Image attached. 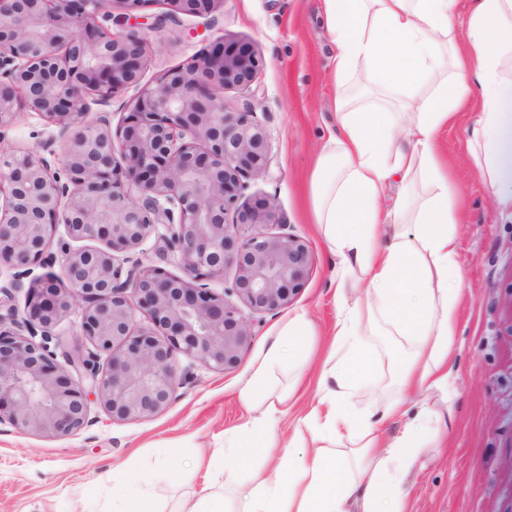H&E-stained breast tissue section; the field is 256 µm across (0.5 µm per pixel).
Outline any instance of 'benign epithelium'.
<instances>
[{"mask_svg": "<svg viewBox=\"0 0 512 512\" xmlns=\"http://www.w3.org/2000/svg\"><path fill=\"white\" fill-rule=\"evenodd\" d=\"M151 3L176 19L207 15L215 0H0V128L19 106L65 143L63 178L37 152H0V425L21 432L77 434L92 423L91 393L114 420L160 413L180 378L177 354L235 368L254 340L253 316L287 307L309 272L305 241L263 230L276 223L270 202L226 223L242 178L266 169L270 145L252 105L227 112L219 93L252 86L265 60L251 42L220 36L142 87L145 37L130 19ZM129 87L139 94L123 125L112 129L106 112L86 119L88 95L103 105ZM240 224L252 232L240 234ZM59 225L81 246L63 251V286L47 274L28 287L19 319L14 292L30 266L52 265ZM160 226L181 276L126 267L124 254ZM227 267L231 287L208 288L204 280ZM69 296L94 352L65 350L60 363L47 343Z\"/></svg>", "mask_w": 512, "mask_h": 512, "instance_id": "benign-epithelium-1", "label": "benign epithelium"}]
</instances>
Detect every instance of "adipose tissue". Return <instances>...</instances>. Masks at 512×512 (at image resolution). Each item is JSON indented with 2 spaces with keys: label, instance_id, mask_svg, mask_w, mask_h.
Returning <instances> with one entry per match:
<instances>
[{
  "label": "adipose tissue",
  "instance_id": "obj_1",
  "mask_svg": "<svg viewBox=\"0 0 512 512\" xmlns=\"http://www.w3.org/2000/svg\"><path fill=\"white\" fill-rule=\"evenodd\" d=\"M336 55L330 71L337 131L310 176L316 224L339 257L338 313L318 396L295 409L304 377L306 311L289 315L239 384L248 418L224 434L223 470L234 512H410L406 477L448 425L429 391L454 383L459 242L456 187L441 135L467 122L464 147L478 154L481 177L501 219L512 221V0H469L465 35L457 0H320ZM363 73L380 94L353 105L348 78ZM399 194L382 201L391 185ZM364 292L365 303H348ZM380 319L410 348L394 362L396 392L380 413H358L374 356L368 325ZM287 368L288 387L271 378ZM404 420L384 439L383 427ZM292 432L282 437L280 426ZM276 463L241 474L245 461Z\"/></svg>",
  "mask_w": 512,
  "mask_h": 512
}]
</instances>
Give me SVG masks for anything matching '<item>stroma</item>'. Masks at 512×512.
I'll list each match as a JSON object with an SVG mask.
<instances>
[{
  "mask_svg": "<svg viewBox=\"0 0 512 512\" xmlns=\"http://www.w3.org/2000/svg\"><path fill=\"white\" fill-rule=\"evenodd\" d=\"M219 36L251 41L266 62L250 88L224 92L226 110L254 104L270 143L266 173L245 178L239 202L269 201L277 221L267 232L293 234L307 243L311 267L305 284L288 307L255 316V339L233 370L221 372L179 356L180 369L190 377L156 415L114 420L94 399L93 424L74 436L27 434L0 425V512H101L113 497L145 486L162 507L198 493L204 464L221 468L225 430L246 418L237 398L240 380L260 360L264 339L301 308L316 336L307 378L294 399L300 408L315 399L317 372L337 317L338 260L312 222L307 177L336 127L328 82L335 48L319 19V0H218L210 15L147 26L143 84L186 64ZM54 131L38 114L22 109L0 130V146L37 151L59 172L62 146L50 141ZM465 136L460 123L443 141L460 193L456 380L448 436L408 477L412 512H512V222L497 213L478 166L464 152ZM370 341L381 362L374 368L375 390L356 403L360 410L381 405L395 391L387 361L400 344L380 323L373 325ZM168 448L179 454L163 468L157 459Z\"/></svg>",
  "mask_w": 512,
  "mask_h": 512,
  "instance_id": "stroma-1",
  "label": "stroma"
}]
</instances>
